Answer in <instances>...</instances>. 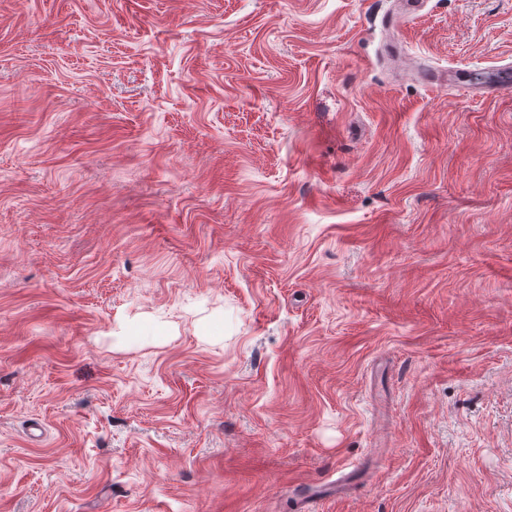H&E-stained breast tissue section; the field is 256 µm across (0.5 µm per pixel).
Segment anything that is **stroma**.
<instances>
[{"instance_id":"1","label":"stroma","mask_w":512,"mask_h":512,"mask_svg":"<svg viewBox=\"0 0 512 512\" xmlns=\"http://www.w3.org/2000/svg\"><path fill=\"white\" fill-rule=\"evenodd\" d=\"M512 0H0V512H512Z\"/></svg>"}]
</instances>
